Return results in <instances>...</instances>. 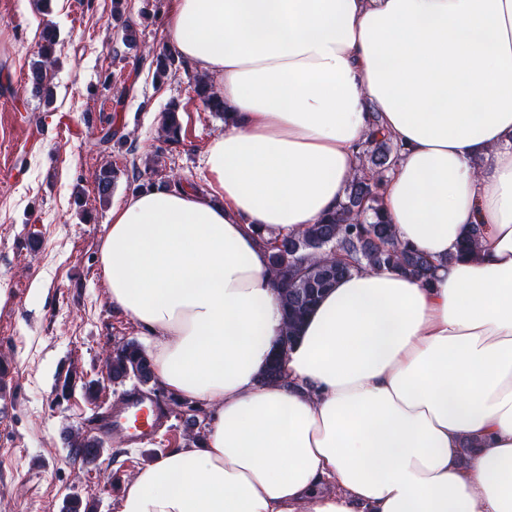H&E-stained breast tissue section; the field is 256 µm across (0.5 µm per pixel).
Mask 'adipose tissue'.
Instances as JSON below:
<instances>
[{"label": "adipose tissue", "mask_w": 512, "mask_h": 512, "mask_svg": "<svg viewBox=\"0 0 512 512\" xmlns=\"http://www.w3.org/2000/svg\"><path fill=\"white\" fill-rule=\"evenodd\" d=\"M166 38L219 79L211 191L113 206L99 264L209 421L118 512H512V0H175ZM374 117L401 148L382 213L433 276L339 280L262 384L269 246L336 211Z\"/></svg>", "instance_id": "1"}]
</instances>
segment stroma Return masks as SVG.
<instances>
[{"label": "stroma", "instance_id": "35a3bbf8", "mask_svg": "<svg viewBox=\"0 0 512 512\" xmlns=\"http://www.w3.org/2000/svg\"><path fill=\"white\" fill-rule=\"evenodd\" d=\"M174 0H0V162L12 180L0 185V512H60L70 495L116 512L121 488L140 466L184 445V427L168 413L157 437L135 446L113 439L96 464L73 460L63 443L70 429L92 428L122 405L134 388L107 383L108 351L139 337L131 319L113 309L98 251L114 204L135 184L119 179L100 203L101 167L123 169L159 158L172 181L209 184L201 154L224 122L210 113L181 71L156 79L151 60L166 47ZM137 31L134 49L125 26ZM57 44L51 68L53 98L34 97L30 68L45 29ZM122 73L128 91L104 88ZM179 107L182 143L161 137L163 114ZM115 115L124 146L99 145L100 113ZM99 380L97 404L81 387L59 399L66 374Z\"/></svg>", "mask_w": 512, "mask_h": 512}]
</instances>
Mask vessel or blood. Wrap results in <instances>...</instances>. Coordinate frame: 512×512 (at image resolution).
<instances>
[{
    "label": "vessel or blood",
    "instance_id": "1",
    "mask_svg": "<svg viewBox=\"0 0 512 512\" xmlns=\"http://www.w3.org/2000/svg\"><path fill=\"white\" fill-rule=\"evenodd\" d=\"M164 418V405L147 391L131 394L111 418L112 433L133 444L151 440Z\"/></svg>",
    "mask_w": 512,
    "mask_h": 512
}]
</instances>
